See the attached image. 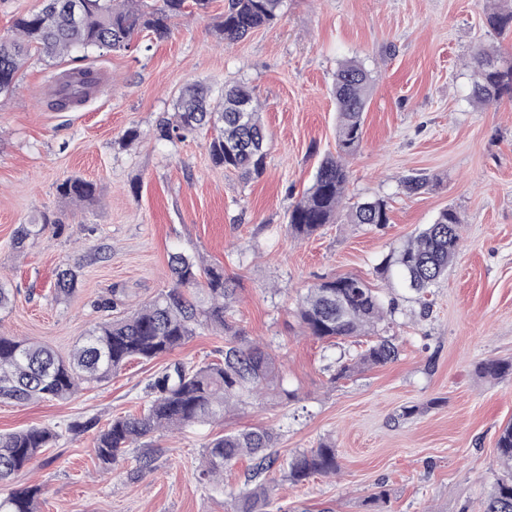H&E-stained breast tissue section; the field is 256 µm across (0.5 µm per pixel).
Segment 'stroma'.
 I'll use <instances>...</instances> for the list:
<instances>
[{
	"instance_id": "1",
	"label": "stroma",
	"mask_w": 512,
	"mask_h": 512,
	"mask_svg": "<svg viewBox=\"0 0 512 512\" xmlns=\"http://www.w3.org/2000/svg\"><path fill=\"white\" fill-rule=\"evenodd\" d=\"M227 5L188 8L168 39L144 32L126 52L31 56L13 94L0 97V282L13 292L0 332L68 354L96 323L95 300L123 289L117 312L130 314L171 287V255L200 256L236 281L235 318L276 356L300 399L288 405L270 395L221 423L158 435L152 470L136 472L130 456L103 472L94 430L77 424L139 412L165 367L216 359L224 341L205 333L169 355L131 361L69 400L0 403V432L51 425L61 433L13 486H43L40 512H225L249 461L226 469L225 492L216 494L197 481L202 445L264 427L277 433L280 457L328 441L342 463L341 477L296 484L271 472L273 512H368L379 490L388 512H482L502 472L496 439L512 422V377L476 371L487 359L512 360V99L480 105L472 97L478 50L512 60V36L484 22L494 0H285L277 23L231 44L215 31ZM349 58L364 62L373 84L344 203L385 198L391 220L375 228L341 217L297 242L287 211L336 152L330 87ZM82 66L97 71L98 86L83 104L53 110L60 78ZM194 82L253 88L269 133L260 178L215 166L209 131L156 140L155 126ZM131 127L141 136L128 145L122 136ZM413 173L430 183L410 197L401 181ZM75 176L97 186L80 206L57 192ZM448 206L462 219L464 243L424 315L400 278L377 268ZM46 216L65 232L15 249L18 225ZM96 249L101 258L89 261ZM68 266L79 273L77 290L54 301L57 273ZM342 274L397 300L385 333L399 357L334 383L329 358L357 346L305 336L294 309L307 288ZM411 406L416 414L403 417Z\"/></svg>"
}]
</instances>
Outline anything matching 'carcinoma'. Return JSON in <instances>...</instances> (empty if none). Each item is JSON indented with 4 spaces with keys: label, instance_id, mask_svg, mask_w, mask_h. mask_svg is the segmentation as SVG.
I'll return each mask as SVG.
<instances>
[{
    "label": "carcinoma",
    "instance_id": "obj_1",
    "mask_svg": "<svg viewBox=\"0 0 512 512\" xmlns=\"http://www.w3.org/2000/svg\"><path fill=\"white\" fill-rule=\"evenodd\" d=\"M81 17H73L70 0H40L39 7L15 20L13 37L0 42V97L16 88L18 73L28 49L48 57L71 53L128 51L135 35L148 31L154 39L171 34V22L186 8V0H82ZM283 0H230L218 31L226 42L244 38L260 27L273 25L280 16ZM486 25L499 34L512 35V5L485 13ZM473 94L483 103L498 101L512 92V64L482 50L473 57ZM373 82L372 72L356 59L342 62L333 75L331 95L335 100L337 155L319 163L311 186L288 210V233L305 239L332 224L340 208L349 179L347 158L363 140V113ZM98 84L90 67L69 72L59 81L55 107L64 110L85 102ZM214 134L209 155L214 165L238 173L245 179L258 178L265 170L266 134L253 90L246 84L224 86L214 95L201 83L184 87L173 117L156 127L162 141L181 139L203 126ZM429 183L422 174L402 180L408 195L420 193ZM59 192L75 202L92 199L94 183L71 177ZM350 224L381 226L389 223L390 207L383 198L358 202L345 214ZM62 234L59 220L21 224L14 245L23 248L38 240L46 230ZM462 221L452 207L440 210L408 243L391 251L378 268L391 271L418 294L448 275V269L463 241ZM173 285L145 301L133 314L113 317L121 303L116 290L97 301L102 317L81 336L67 357L27 340L0 334V401H59L73 396L81 387L109 379L132 360L150 361L188 344L195 336L212 332L222 335L221 358L210 363H176L156 374L149 388L151 398L138 416L111 419L94 437V454L108 470L126 459L130 448L155 434L224 421V415L269 390L288 401L299 400L297 390L284 386L279 364L265 346L249 338L231 313L236 288L224 277V268L205 264L197 257H171ZM78 274L73 268L58 272L55 300L70 297ZM398 309L395 299L384 300L366 281L339 275L314 284L298 299L296 315L304 331L319 340L347 342L358 336H374L362 353L347 360L338 358L327 366L331 381L346 378L365 368L387 365L397 359L398 348L378 335L379 326ZM482 376L501 379L512 375V362L487 360L480 364ZM60 433L47 426H32L0 433V483L4 484L31 465ZM275 434L265 428L230 432L207 444L201 453L198 479L215 491H224V469L239 458L253 461L244 488L229 493L228 512H270L272 488L260 477L278 463L269 452ZM496 448L505 474L493 484L483 503V512H512V423L504 426ZM280 464V463H278ZM285 477L298 483L314 475H336L341 469L335 445L322 442L299 451L280 464ZM42 487L30 485L0 495V512H38Z\"/></svg>",
    "mask_w": 512,
    "mask_h": 512
}]
</instances>
